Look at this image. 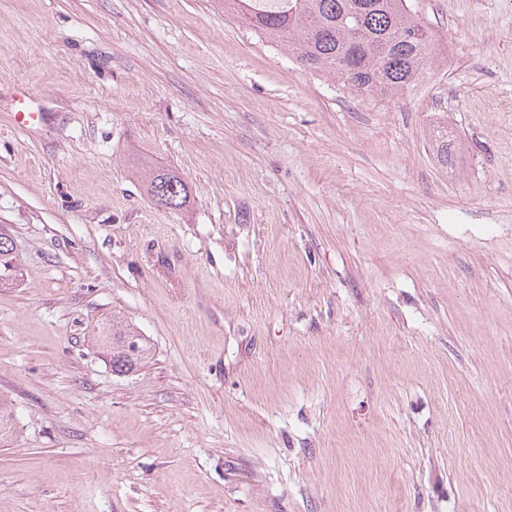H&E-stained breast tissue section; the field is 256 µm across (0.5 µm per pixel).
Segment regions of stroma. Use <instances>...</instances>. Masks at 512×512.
<instances>
[{
  "instance_id": "35a3bbf8",
  "label": "stroma",
  "mask_w": 512,
  "mask_h": 512,
  "mask_svg": "<svg viewBox=\"0 0 512 512\" xmlns=\"http://www.w3.org/2000/svg\"><path fill=\"white\" fill-rule=\"evenodd\" d=\"M409 5L388 100L222 0H0V512H512V0ZM44 112H32L30 102L25 94L19 95L15 111L12 114L13 124L19 128H28L41 122ZM144 183L147 195L158 207L168 210L183 209L189 203L186 183L176 173L156 166L144 165ZM13 246L9 239L0 236V284L10 285L17 279L16 270L19 268L16 258L12 256ZM13 277V278H12ZM93 339L110 357L113 372L129 373L140 367L149 355L147 345L134 327L116 318H112V325L102 329ZM133 342L138 347L135 355L130 353H134V348L127 349Z\"/></svg>"
}]
</instances>
